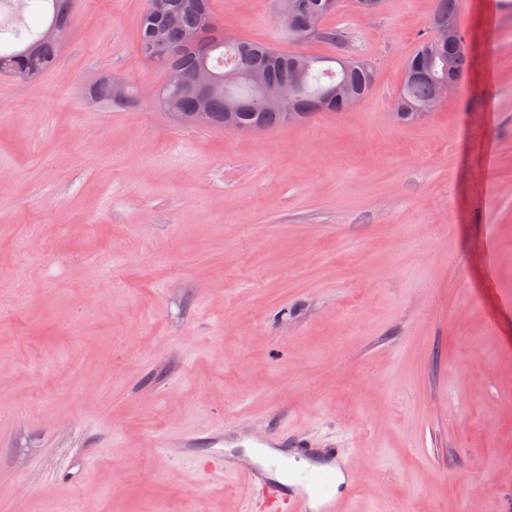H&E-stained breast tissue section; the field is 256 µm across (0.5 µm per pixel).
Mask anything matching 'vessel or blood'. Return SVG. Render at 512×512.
Returning a JSON list of instances; mask_svg holds the SVG:
<instances>
[{
  "mask_svg": "<svg viewBox=\"0 0 512 512\" xmlns=\"http://www.w3.org/2000/svg\"><path fill=\"white\" fill-rule=\"evenodd\" d=\"M197 434L183 431L162 439L158 447L168 456H190ZM249 456L220 454L211 473H230L247 486L268 489L289 512H340L336 491L339 478L348 474L344 457L332 448H318L307 440L289 441L287 429L267 431L247 438Z\"/></svg>",
  "mask_w": 512,
  "mask_h": 512,
  "instance_id": "b4317fda",
  "label": "vessel or blood"
}]
</instances>
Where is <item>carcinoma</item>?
I'll list each match as a JSON object with an SVG mask.
<instances>
[{
    "label": "carcinoma",
    "mask_w": 512,
    "mask_h": 512,
    "mask_svg": "<svg viewBox=\"0 0 512 512\" xmlns=\"http://www.w3.org/2000/svg\"><path fill=\"white\" fill-rule=\"evenodd\" d=\"M47 14L46 27L60 26L62 31L55 39L44 38V31L29 33L21 40V29L12 30L17 43L0 45V75L29 86L37 83L47 72L53 70L70 31L71 15L76 0H43ZM318 0H276L278 15L288 39L302 45L310 38L308 27L317 29L314 38L331 43L339 48L346 46L345 32L325 29L322 22L334 14L316 12ZM458 0H437L432 25L448 24L453 20ZM224 26L218 24L211 10V0H176L164 26V38L171 52L161 58L152 59L142 54L150 65H160L163 70L176 69L188 75L205 63L215 73L221 75L234 68L241 71L251 66L264 72L268 87H282L288 82V71L296 65L306 67L302 85L290 100L296 112H342L344 103L324 102L328 93L344 84L359 98H366L374 83L373 65L364 59L341 54L336 57H316L302 51H279L266 43L247 39L235 47L221 44L219 37ZM468 65L466 40L443 46L431 40L427 32L419 37L418 45L410 57L407 69L410 73L400 86L395 99L393 116L399 123L413 120V113L433 95L435 81L448 78V75H462ZM162 98L153 102L154 107L166 115H184L202 110L211 115V127L224 128V112L228 111L229 101L240 104L239 122L244 126L260 124L265 129H273L285 124L284 114L255 109L251 100L257 95L254 85L238 79L212 93L199 107L198 96L189 90L177 92L159 85ZM89 99L104 107L126 109L139 101L135 92L117 97L112 92V77L103 76L87 88Z\"/></svg>",
    "instance_id": "cac0c4a2"
}]
</instances>
